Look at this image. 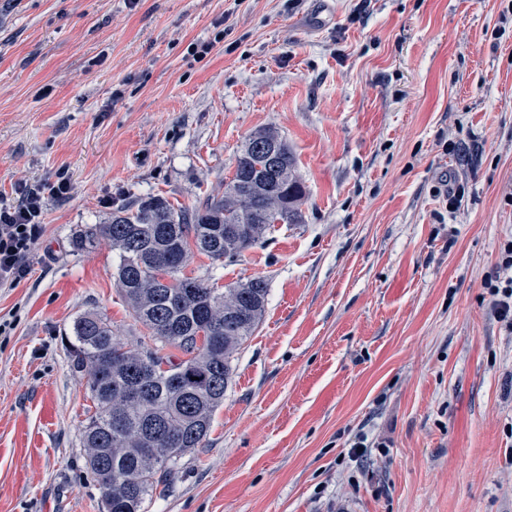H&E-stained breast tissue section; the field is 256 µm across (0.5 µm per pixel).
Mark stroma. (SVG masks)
<instances>
[{
	"label": "stroma",
	"mask_w": 512,
	"mask_h": 512,
	"mask_svg": "<svg viewBox=\"0 0 512 512\" xmlns=\"http://www.w3.org/2000/svg\"><path fill=\"white\" fill-rule=\"evenodd\" d=\"M511 3L0 0V200L72 185L0 288V512H102L68 339L94 311L154 344L117 253L76 232L223 194L268 128L301 219L234 260L189 252L186 275L264 278L267 304L204 446L144 512H512V330L483 286L512 238Z\"/></svg>",
	"instance_id": "stroma-1"
}]
</instances>
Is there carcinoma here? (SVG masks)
I'll use <instances>...</instances> for the list:
<instances>
[{
	"instance_id": "obj_1",
	"label": "carcinoma",
	"mask_w": 512,
	"mask_h": 512,
	"mask_svg": "<svg viewBox=\"0 0 512 512\" xmlns=\"http://www.w3.org/2000/svg\"><path fill=\"white\" fill-rule=\"evenodd\" d=\"M295 165L277 131L259 130L246 138L223 195L180 208L160 196L139 198L77 233L83 250L99 240L112 245L135 320L161 346L188 355L175 362L158 348H131L98 313L74 321L70 360L95 408L81 432L85 466L111 512H142L179 461L203 447L231 360L265 310L261 277L218 288L185 275L189 246L216 262L234 260L261 244L271 225L296 223L305 189Z\"/></svg>"
}]
</instances>
